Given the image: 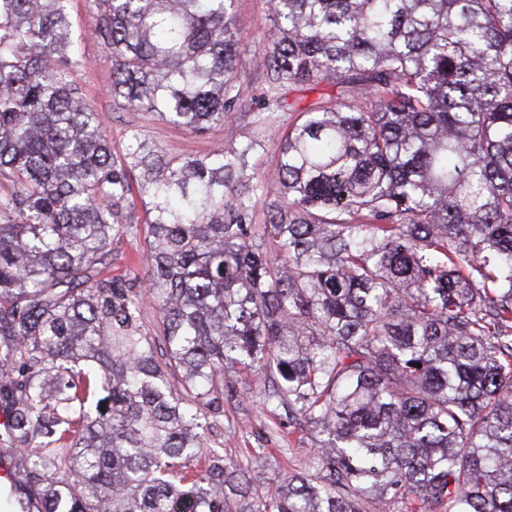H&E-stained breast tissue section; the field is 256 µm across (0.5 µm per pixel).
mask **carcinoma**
Wrapping results in <instances>:
<instances>
[{"label": "carcinoma", "instance_id": "cac0c4a2", "mask_svg": "<svg viewBox=\"0 0 512 512\" xmlns=\"http://www.w3.org/2000/svg\"><path fill=\"white\" fill-rule=\"evenodd\" d=\"M67 0H0V462L13 512H512V0H270L257 146L112 154ZM112 102L246 105L235 0H97ZM361 99L290 103L294 86ZM142 270L102 275L137 230ZM159 321L143 329L145 304ZM260 370L325 436L256 498L213 430Z\"/></svg>", "mask_w": 512, "mask_h": 512}]
</instances>
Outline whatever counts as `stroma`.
I'll use <instances>...</instances> for the list:
<instances>
[{
    "label": "stroma",
    "mask_w": 512,
    "mask_h": 512,
    "mask_svg": "<svg viewBox=\"0 0 512 512\" xmlns=\"http://www.w3.org/2000/svg\"><path fill=\"white\" fill-rule=\"evenodd\" d=\"M67 8L74 41L72 57L77 62L73 78L97 112L115 156L125 154L127 131L135 126L150 145L172 157L236 148L253 140L257 147L249 156L250 165L272 170L278 131L288 124V113L233 112L223 125L196 135L144 113L113 107L112 50L91 33L97 4L95 0H68ZM234 11L242 38L238 72L248 95L259 101L265 93L262 58L270 24L269 4L267 0H236ZM264 388L263 379L255 373L239 368L227 372L223 424L217 440L225 463L243 465L262 452L272 471L284 477L304 467L316 442L306 427L289 425L283 410L264 405Z\"/></svg>",
    "instance_id": "obj_1"
}]
</instances>
